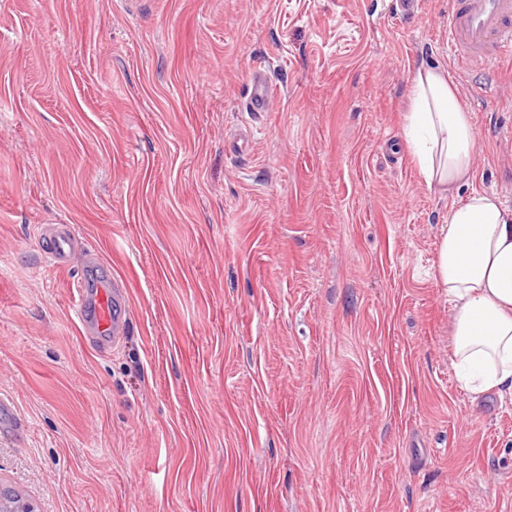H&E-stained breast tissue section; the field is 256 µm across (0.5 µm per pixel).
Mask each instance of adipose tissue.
Returning <instances> with one entry per match:
<instances>
[{
  "label": "adipose tissue",
  "mask_w": 512,
  "mask_h": 512,
  "mask_svg": "<svg viewBox=\"0 0 512 512\" xmlns=\"http://www.w3.org/2000/svg\"><path fill=\"white\" fill-rule=\"evenodd\" d=\"M407 137L428 188L455 194L470 185L477 143L468 112L439 67L410 77ZM435 281L452 306V354L462 387L512 394V208L472 190L452 204L442 228Z\"/></svg>",
  "instance_id": "1"
}]
</instances>
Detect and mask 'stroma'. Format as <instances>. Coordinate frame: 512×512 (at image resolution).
I'll list each match as a JSON object with an SVG mask.
<instances>
[{"label":"stroma","instance_id":"35a3bbf8","mask_svg":"<svg viewBox=\"0 0 512 512\" xmlns=\"http://www.w3.org/2000/svg\"><path fill=\"white\" fill-rule=\"evenodd\" d=\"M0 0V490L36 512H512V396L474 399L433 279L452 203L512 205V61L457 72L448 0ZM477 133L426 187L417 64ZM265 65L280 97L248 112ZM67 225L125 287L73 314ZM46 247L53 265L66 268L76 263L79 267L75 314L90 341L100 350L119 347L128 319L124 287L100 275L98 256L79 250L66 228L50 229Z\"/></svg>","mask_w":512,"mask_h":512}]
</instances>
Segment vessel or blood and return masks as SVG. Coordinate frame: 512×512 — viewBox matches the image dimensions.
I'll return each mask as SVG.
<instances>
[{
    "mask_svg": "<svg viewBox=\"0 0 512 512\" xmlns=\"http://www.w3.org/2000/svg\"><path fill=\"white\" fill-rule=\"evenodd\" d=\"M448 48L462 70L512 54V0H449ZM249 81L246 110L269 111L277 91L266 71L252 70ZM46 247L50 263L80 270L75 314L90 341L102 350L119 347L128 319L123 286L101 276L98 256L79 250L66 228L51 229Z\"/></svg>",
    "mask_w": 512,
    "mask_h": 512,
    "instance_id": "1",
    "label": "vessel or blood"
}]
</instances>
